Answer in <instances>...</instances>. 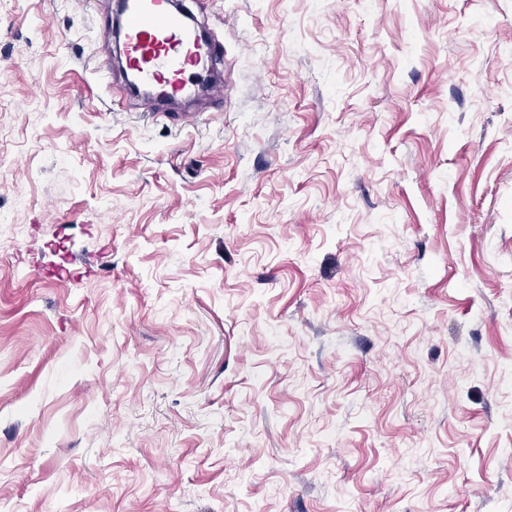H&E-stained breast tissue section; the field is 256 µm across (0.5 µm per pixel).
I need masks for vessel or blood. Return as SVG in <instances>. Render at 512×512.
<instances>
[{"label": "vessel or blood", "instance_id": "vessel-or-blood-1", "mask_svg": "<svg viewBox=\"0 0 512 512\" xmlns=\"http://www.w3.org/2000/svg\"><path fill=\"white\" fill-rule=\"evenodd\" d=\"M125 73L137 89L159 91L156 112H181L195 101L199 79L209 100L224 95L218 73L224 64L220 38L202 36L201 25H186L171 0H125L122 15Z\"/></svg>", "mask_w": 512, "mask_h": 512}]
</instances>
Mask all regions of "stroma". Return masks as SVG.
I'll list each match as a JSON object with an SVG mask.
<instances>
[{"instance_id": "stroma-1", "label": "stroma", "mask_w": 512, "mask_h": 512, "mask_svg": "<svg viewBox=\"0 0 512 512\" xmlns=\"http://www.w3.org/2000/svg\"><path fill=\"white\" fill-rule=\"evenodd\" d=\"M0 5V512H512V0ZM171 1L175 0H125L122 48L126 78L133 79L126 86L129 92V85L161 92L162 97L149 100L152 112H191L186 103L224 98V45L196 17L197 25L187 26ZM201 31L206 37L202 32L201 38ZM218 71L220 77L214 78ZM200 77L209 79L204 93L197 95Z\"/></svg>"}]
</instances>
